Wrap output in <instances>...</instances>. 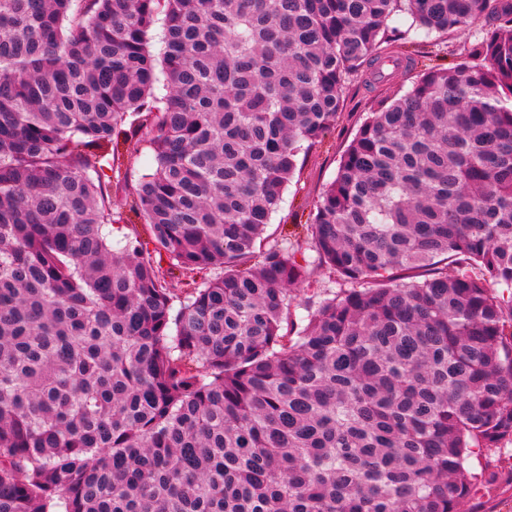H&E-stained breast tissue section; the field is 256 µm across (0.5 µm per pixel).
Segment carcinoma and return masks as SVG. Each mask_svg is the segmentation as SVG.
<instances>
[{"label": "carcinoma", "instance_id": "cac0c4a2", "mask_svg": "<svg viewBox=\"0 0 512 512\" xmlns=\"http://www.w3.org/2000/svg\"><path fill=\"white\" fill-rule=\"evenodd\" d=\"M164 15V52L149 33ZM405 14V29L394 25ZM486 22L460 60L437 46ZM261 240L349 84L389 81ZM150 231L106 227L119 146ZM182 275L215 270L193 288ZM327 267L352 287L305 304ZM512 0H0V512H458L512 444ZM179 308H174V301ZM393 78L385 86H379L375 91L366 90L359 79L350 88L345 108L342 112L335 133L324 147L315 149L307 157L300 172L288 184L275 212L272 214L267 229L265 246L288 247L299 249L308 256H314L309 250L306 231L295 224H309L314 206L322 191L334 179L338 164L356 130L365 119L373 95L383 88L393 90L411 81V73L399 70L392 74ZM285 234H292L287 236ZM117 167L120 169L121 178L126 175L129 181L136 182L139 176L152 171L153 163L150 149L144 146L141 153L133 158L123 153L119 160H115V168ZM476 453L469 457L468 464L472 467H476L478 470H480L479 463L481 465H486L489 471H496V472H504L508 473L510 475L511 469H512V445H508L507 449H505L501 455L499 456L498 460L495 462L487 464V459L485 456H480V454H477V450H474Z\"/></svg>", "mask_w": 512, "mask_h": 512}]
</instances>
